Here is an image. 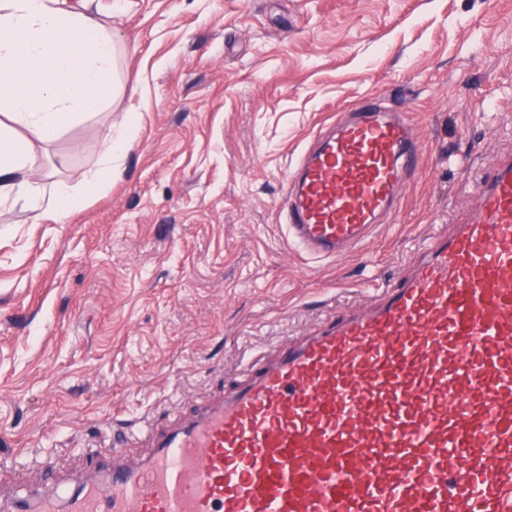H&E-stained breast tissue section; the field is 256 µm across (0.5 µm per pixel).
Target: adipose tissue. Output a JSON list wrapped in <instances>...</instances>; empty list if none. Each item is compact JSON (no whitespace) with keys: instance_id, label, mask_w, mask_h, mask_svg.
Returning a JSON list of instances; mask_svg holds the SVG:
<instances>
[{"instance_id":"obj_1","label":"adipose tissue","mask_w":512,"mask_h":512,"mask_svg":"<svg viewBox=\"0 0 512 512\" xmlns=\"http://www.w3.org/2000/svg\"><path fill=\"white\" fill-rule=\"evenodd\" d=\"M117 34L104 29L88 10L73 12L60 0H0V204L29 201L35 167L30 141L56 139L66 125L106 111L119 96L115 78ZM30 140L13 138L14 126ZM135 126L124 122L119 135L105 134L102 154L86 186L111 180L112 161L125 154Z\"/></svg>"}]
</instances>
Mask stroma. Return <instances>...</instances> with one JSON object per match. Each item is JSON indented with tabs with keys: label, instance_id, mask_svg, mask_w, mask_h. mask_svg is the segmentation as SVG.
Masks as SVG:
<instances>
[{
	"label": "stroma",
	"instance_id": "35a3bbf8",
	"mask_svg": "<svg viewBox=\"0 0 512 512\" xmlns=\"http://www.w3.org/2000/svg\"><path fill=\"white\" fill-rule=\"evenodd\" d=\"M117 32L111 112L33 141L41 209L0 207V498L78 492L83 448L213 400L247 361L393 283L512 158V0H93ZM372 95L426 154L347 256L288 245L291 163ZM136 138L65 223L106 128ZM84 203V194L73 191L67 184L59 183L54 188L53 212L59 223L78 210Z\"/></svg>",
	"mask_w": 512,
	"mask_h": 512
}]
</instances>
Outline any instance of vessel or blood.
<instances>
[{
    "label": "vessel or blood",
    "instance_id": "vessel-or-blood-1",
    "mask_svg": "<svg viewBox=\"0 0 512 512\" xmlns=\"http://www.w3.org/2000/svg\"><path fill=\"white\" fill-rule=\"evenodd\" d=\"M424 162L408 113L363 97L290 169L289 244L350 252ZM244 373L165 428L89 447L105 477L68 512H512V160L372 303ZM140 436L153 452L132 467Z\"/></svg>",
    "mask_w": 512,
    "mask_h": 512
}]
</instances>
